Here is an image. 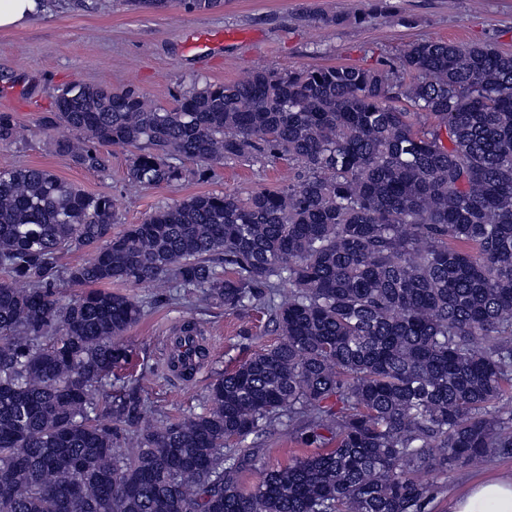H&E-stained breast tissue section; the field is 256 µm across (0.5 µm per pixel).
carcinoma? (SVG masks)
<instances>
[{"label": "carcinoma", "instance_id": "carcinoma-1", "mask_svg": "<svg viewBox=\"0 0 512 512\" xmlns=\"http://www.w3.org/2000/svg\"><path fill=\"white\" fill-rule=\"evenodd\" d=\"M54 108L59 154L100 171L98 147H130L135 185L181 181L175 159L301 171L114 234L111 196L0 169V512H427L422 471L512 457L511 53L420 41L395 73L257 71L166 109L73 82ZM17 136L1 112L0 143ZM114 282L258 310L279 341L201 412L143 427L144 389L117 373L143 307ZM180 332L207 356L198 323ZM285 432L299 452L264 466Z\"/></svg>", "mask_w": 512, "mask_h": 512}]
</instances>
